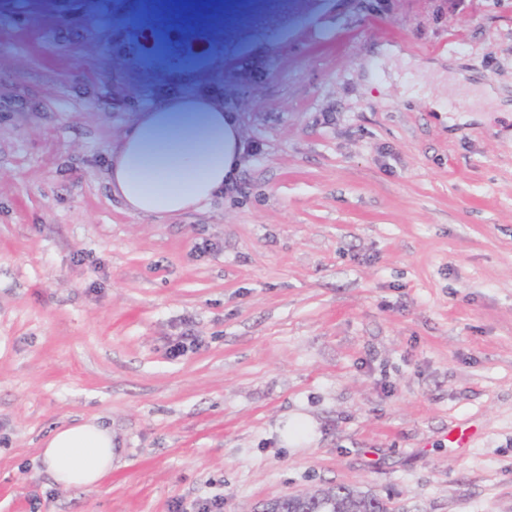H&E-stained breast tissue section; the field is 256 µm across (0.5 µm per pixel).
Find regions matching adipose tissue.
Segmentation results:
<instances>
[{
	"mask_svg": "<svg viewBox=\"0 0 512 512\" xmlns=\"http://www.w3.org/2000/svg\"><path fill=\"white\" fill-rule=\"evenodd\" d=\"M204 108L191 121L148 116L126 139L111 179L128 209L168 215L209 201L234 173L238 135L222 109ZM112 431L93 420L55 431L41 463L65 487L90 488L112 468Z\"/></svg>",
	"mask_w": 512,
	"mask_h": 512,
	"instance_id": "ef3b65f1",
	"label": "adipose tissue"
}]
</instances>
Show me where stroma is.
I'll return each mask as SVG.
<instances>
[{
    "label": "stroma",
    "mask_w": 512,
    "mask_h": 512,
    "mask_svg": "<svg viewBox=\"0 0 512 512\" xmlns=\"http://www.w3.org/2000/svg\"><path fill=\"white\" fill-rule=\"evenodd\" d=\"M146 23L0 0V512L332 484L512 512V0L229 8L223 69L194 73L155 67L194 35ZM202 92L235 121L233 185L130 213L123 141ZM91 419L112 469L62 487L43 443Z\"/></svg>",
    "instance_id": "obj_1"
}]
</instances>
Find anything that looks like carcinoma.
I'll return each mask as SVG.
<instances>
[{"label": "carcinoma", "mask_w": 512, "mask_h": 512, "mask_svg": "<svg viewBox=\"0 0 512 512\" xmlns=\"http://www.w3.org/2000/svg\"><path fill=\"white\" fill-rule=\"evenodd\" d=\"M275 502L278 512H390L388 500L378 493L344 484Z\"/></svg>", "instance_id": "cac0c4a2"}]
</instances>
